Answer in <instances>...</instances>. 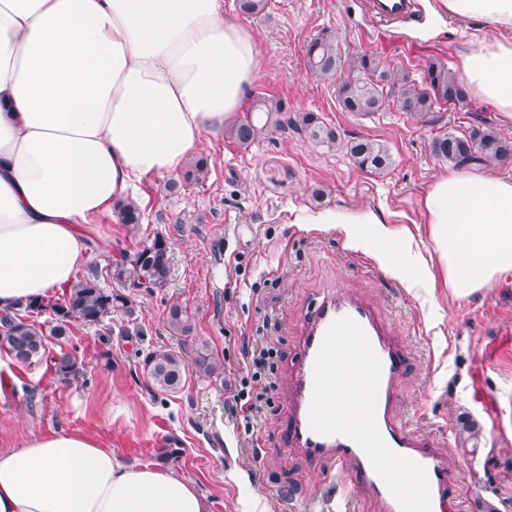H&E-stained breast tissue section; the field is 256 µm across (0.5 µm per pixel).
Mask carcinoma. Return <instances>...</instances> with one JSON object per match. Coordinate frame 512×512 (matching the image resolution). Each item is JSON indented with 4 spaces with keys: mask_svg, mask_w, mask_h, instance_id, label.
<instances>
[{
    "mask_svg": "<svg viewBox=\"0 0 512 512\" xmlns=\"http://www.w3.org/2000/svg\"><path fill=\"white\" fill-rule=\"evenodd\" d=\"M305 59L314 76L323 79L333 76L340 65L335 36L326 30L318 33L307 43ZM348 71L349 76L338 87V102L345 112L372 114L394 103L400 111L423 118L439 103L456 105L464 101L457 79L442 61L429 63L420 82L366 53L352 57ZM288 129L320 145L346 149L362 171L381 174L392 165L391 155L383 145L361 137L345 144L339 142L336 131L317 114H290L287 103L280 98H254L249 115L230 126L226 135L246 147ZM430 152L435 158L456 167L496 163L512 158V141L502 138L489 127L478 126L464 135L448 132L433 138ZM116 210L122 224L133 233L139 231L142 212L135 202L118 205ZM105 261L103 269L98 262H93L85 275L66 287L61 301L50 297L40 302H20L16 308L1 312L0 350L5 351L16 365L30 367L44 357L47 336L59 338L66 335L67 324L72 321L97 325L114 314L132 318L135 315L134 291L162 288L168 283L170 243L164 236L156 234L138 245L135 251L124 250L118 258L108 255ZM104 271L118 284L117 289L100 286ZM47 310L55 316V325L46 331L35 317ZM168 324L180 336L192 335L191 320L177 305L169 310ZM52 363L55 376L64 383L76 378L82 366L75 354L63 349L53 357ZM194 365L197 372L207 375L221 370V363L208 353L204 344L196 348ZM187 367L182 355L170 349H151L142 360L146 381L164 393H177L182 389Z\"/></svg>",
    "mask_w": 512,
    "mask_h": 512,
    "instance_id": "carcinoma-1",
    "label": "carcinoma"
}]
</instances>
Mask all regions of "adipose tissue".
<instances>
[{
  "mask_svg": "<svg viewBox=\"0 0 512 512\" xmlns=\"http://www.w3.org/2000/svg\"><path fill=\"white\" fill-rule=\"evenodd\" d=\"M423 34L446 18L490 26L462 52L466 98L512 121V0H423ZM260 74L253 31L224 0H0V311L71 284L84 225L173 176L233 125ZM433 246L417 253L369 208L311 211L350 247L379 244L393 274L468 298L512 276V176H439L422 200ZM187 478L57 430L0 448V512H208Z\"/></svg>",
  "mask_w": 512,
  "mask_h": 512,
  "instance_id": "ef3b65f1",
  "label": "adipose tissue"
}]
</instances>
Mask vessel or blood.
<instances>
[{
	"mask_svg": "<svg viewBox=\"0 0 512 512\" xmlns=\"http://www.w3.org/2000/svg\"><path fill=\"white\" fill-rule=\"evenodd\" d=\"M367 6L377 24L390 27L409 18L412 0H368ZM408 365L372 310L350 296L323 301L301 338L288 441L310 459L349 472L345 495L366 488L382 512H432L454 499L440 456L395 419L396 384ZM351 394L360 411L337 419V397ZM399 468L414 476L415 493L401 490Z\"/></svg>",
	"mask_w": 512,
	"mask_h": 512,
	"instance_id": "vessel-or-blood-1",
	"label": "vessel or blood"
}]
</instances>
